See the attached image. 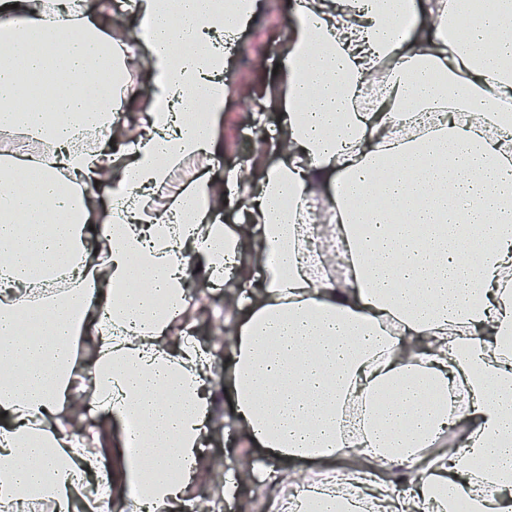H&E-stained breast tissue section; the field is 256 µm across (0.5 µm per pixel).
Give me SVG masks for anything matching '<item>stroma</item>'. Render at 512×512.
<instances>
[{
    "label": "stroma",
    "instance_id": "35a3bbf8",
    "mask_svg": "<svg viewBox=\"0 0 512 512\" xmlns=\"http://www.w3.org/2000/svg\"><path fill=\"white\" fill-rule=\"evenodd\" d=\"M296 2L259 0L256 16L240 32L224 57V78L233 92L216 127L223 152L215 159L185 160L174 176L176 185L199 179L220 185L224 182L225 170L238 167L242 161H249L253 166H270L285 159V151L261 150L256 143L241 138L239 131L247 126L248 115L256 109L263 116V125L269 128H277L281 121L284 76L275 73L274 68L279 62L282 29L293 15ZM224 294V288L208 286L195 276L190 279V298L204 303L210 314L209 321L196 324L194 336L210 354L213 386L218 393L202 464L219 474L225 466L239 465L241 460L259 462L264 458L263 449L246 444L241 431L233 426L235 406L224 388L233 321L224 309Z\"/></svg>",
    "mask_w": 512,
    "mask_h": 512
}]
</instances>
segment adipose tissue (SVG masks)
Wrapping results in <instances>:
<instances>
[{
    "label": "adipose tissue",
    "instance_id": "ef3b65f1",
    "mask_svg": "<svg viewBox=\"0 0 512 512\" xmlns=\"http://www.w3.org/2000/svg\"><path fill=\"white\" fill-rule=\"evenodd\" d=\"M69 0H0V133L45 142L38 161L0 167V512L49 499L87 512L85 422L62 423L78 395L74 349L91 400L139 421L143 457L125 456L130 512H170L197 479L212 411L210 359L171 338L190 268L214 285L245 250L260 288L241 281L227 388L237 424L270 459H309L361 486L366 512H512V0L465 16L464 0H301L284 34L288 158L254 179H201L172 208L149 194L190 157L211 158L224 110V52L256 0L218 13L210 0H138L144 46L115 43ZM429 20L407 26L414 13ZM152 75L136 154L126 166L82 133H113L136 96L116 70ZM383 81L360 107L375 66ZM193 105L205 124L180 122ZM38 164L42 177L25 175ZM255 185L237 227L213 213ZM110 221L91 229L98 197ZM291 208H283V199ZM367 225L365 235L354 225ZM276 262H267V255ZM342 278L325 273L336 256ZM73 287L50 299L56 348L22 336L60 267ZM143 291L127 290L131 281ZM463 444H449V428ZM151 468H144V460ZM293 512H336L342 491L288 485Z\"/></svg>",
    "mask_w": 512,
    "mask_h": 512
}]
</instances>
